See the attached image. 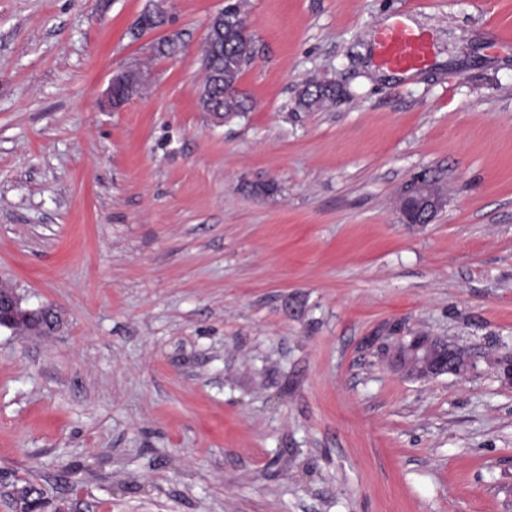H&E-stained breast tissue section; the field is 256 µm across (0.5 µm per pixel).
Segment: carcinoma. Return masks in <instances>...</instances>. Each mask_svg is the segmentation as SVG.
Wrapping results in <instances>:
<instances>
[{
	"label": "carcinoma",
	"instance_id": "obj_1",
	"mask_svg": "<svg viewBox=\"0 0 512 512\" xmlns=\"http://www.w3.org/2000/svg\"><path fill=\"white\" fill-rule=\"evenodd\" d=\"M224 31L234 32L236 38L226 40L221 36L205 37L202 65L206 76L202 102L206 112H222L228 117H234L248 110L246 101L238 95L237 83L255 56V45L235 5L231 11L224 13ZM336 94V87L314 83L299 93L298 106L306 109L319 107L335 99Z\"/></svg>",
	"mask_w": 512,
	"mask_h": 512
}]
</instances>
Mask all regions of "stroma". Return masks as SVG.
<instances>
[{"label": "stroma", "instance_id": "35a3bbf8", "mask_svg": "<svg viewBox=\"0 0 512 512\" xmlns=\"http://www.w3.org/2000/svg\"><path fill=\"white\" fill-rule=\"evenodd\" d=\"M233 2L171 0L157 58L147 0H0V284L62 319L0 328V512H512V0H246L250 109L217 125ZM397 21L422 69L379 64ZM315 81L341 96L298 109ZM422 171L444 205L407 224ZM415 335L472 369L394 371ZM224 17V32L233 31L236 38L224 40L223 36L205 37L202 65L206 76L203 87L202 102L205 112H224V116L234 117L246 112L249 107L237 92V83L245 67L255 56V45L246 32L240 17L238 6L213 15L208 23V31L215 19Z\"/></svg>", "mask_w": 512, "mask_h": 512}]
</instances>
